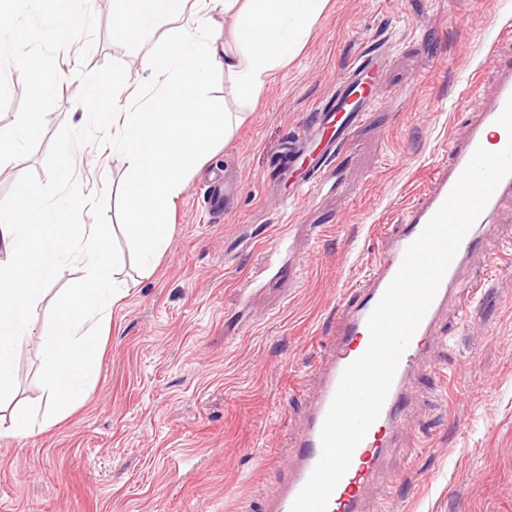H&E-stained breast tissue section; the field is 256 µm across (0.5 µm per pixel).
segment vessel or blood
I'll use <instances>...</instances> for the list:
<instances>
[{
  "label": "vessel or blood",
  "mask_w": 512,
  "mask_h": 512,
  "mask_svg": "<svg viewBox=\"0 0 512 512\" xmlns=\"http://www.w3.org/2000/svg\"><path fill=\"white\" fill-rule=\"evenodd\" d=\"M386 67L382 55H359L347 74L336 82L330 99L319 107L307 127L291 135L282 152L280 175L288 186L282 202L293 205L306 201L332 172L343 145L378 100L382 87L379 76ZM485 75L492 83L490 96L475 109L476 115L465 139L445 142L443 156L431 175V186L412 206L403 224L397 225L381 253L371 263L367 285L356 299L342 306L336 315L335 336L320 359L319 385L297 437L292 457L284 467L282 483L265 512H290L307 483L321 454V428L337 390L343 370L360 357L369 341L367 319L401 266L404 252L422 232L443 203L478 146L502 149L507 133L497 122L506 101L512 97V57L491 56ZM512 198V176L504 178L484 211L464 237L441 285L403 353L380 417L356 447L351 464L334 490L328 512H363L366 489L384 476L383 461L396 435L406 423L410 375L422 354L436 340L438 321L448 307L467 313V285L460 271L478 251L492 228L503 200Z\"/></svg>",
  "instance_id": "b4317fda"
}]
</instances>
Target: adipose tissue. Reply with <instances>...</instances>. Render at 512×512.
I'll list each match as a JSON object with an SVG mask.
<instances>
[{
    "label": "adipose tissue",
    "instance_id": "obj_1",
    "mask_svg": "<svg viewBox=\"0 0 512 512\" xmlns=\"http://www.w3.org/2000/svg\"><path fill=\"white\" fill-rule=\"evenodd\" d=\"M328 0H120L116 14L125 36L135 40L161 19L179 21L166 47L139 62L156 88L133 111L117 108L130 92V76L112 84L82 88L85 119L110 126L112 143L126 165V229L144 268L166 252L173 233L171 214L188 179L212 152L226 145L244 120L209 95L210 73L224 72L236 92L257 101L275 70L295 54L317 23ZM234 21L227 40L209 37L212 14ZM43 94H36L15 133L0 136V168L16 156V144L36 137L42 127Z\"/></svg>",
    "mask_w": 512,
    "mask_h": 512
}]
</instances>
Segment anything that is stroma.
<instances>
[{"instance_id": "35a3bbf8", "label": "stroma", "mask_w": 512, "mask_h": 512, "mask_svg": "<svg viewBox=\"0 0 512 512\" xmlns=\"http://www.w3.org/2000/svg\"><path fill=\"white\" fill-rule=\"evenodd\" d=\"M116 0H71L81 27L46 37L33 0L0 17V133L29 110L32 82L8 48L45 64L54 93L41 136L20 143L0 171V199L26 169L43 172L52 139L71 122L81 88L110 81L161 46L170 21L138 40L115 23ZM388 58L383 92L356 129L321 193L285 207L276 189L282 144L329 98L368 38ZM512 54V0H328L311 34L266 84L256 108L223 73L212 96L245 123L190 179L170 247L143 269L122 226L119 154L83 146L73 160L84 193H106L121 254L124 297L112 308L96 384L59 426L0 437V512H265L292 454L317 384L314 364L336 332V312L364 287L383 234L403 223L449 134H462L486 87L475 75L491 53ZM240 182L237 207L209 214L200 188ZM294 230L289 267L269 270L278 225ZM512 201L464 270L485 281L470 315L449 309L438 341L412 373L408 427L384 461L365 512H512ZM84 274L65 268L16 352L14 405L40 404L50 307Z\"/></svg>"}]
</instances>
